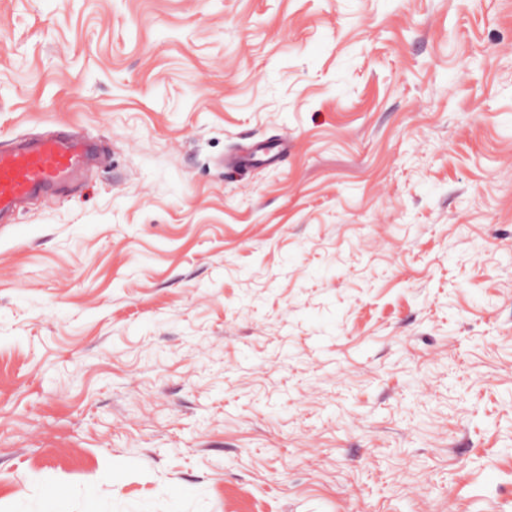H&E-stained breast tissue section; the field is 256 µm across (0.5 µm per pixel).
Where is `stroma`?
<instances>
[{"instance_id":"35a3bbf8","label":"stroma","mask_w":512,"mask_h":512,"mask_svg":"<svg viewBox=\"0 0 512 512\" xmlns=\"http://www.w3.org/2000/svg\"><path fill=\"white\" fill-rule=\"evenodd\" d=\"M59 132L0 512H512V0H0V148Z\"/></svg>"}]
</instances>
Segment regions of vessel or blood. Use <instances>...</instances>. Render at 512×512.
Here are the masks:
<instances>
[{"instance_id":"obj_1","label":"vessel or blood","mask_w":512,"mask_h":512,"mask_svg":"<svg viewBox=\"0 0 512 512\" xmlns=\"http://www.w3.org/2000/svg\"><path fill=\"white\" fill-rule=\"evenodd\" d=\"M93 152L74 135L20 140L0 150V222L9 221L28 199L59 186L85 167Z\"/></svg>"}]
</instances>
